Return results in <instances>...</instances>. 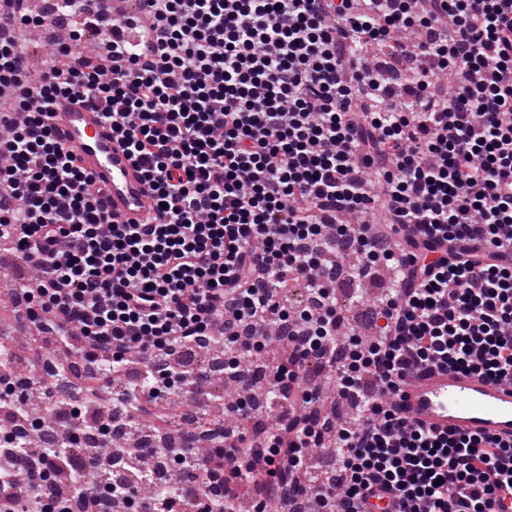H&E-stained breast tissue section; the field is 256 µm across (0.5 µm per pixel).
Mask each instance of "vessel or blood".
<instances>
[{
  "instance_id": "obj_1",
  "label": "vessel or blood",
  "mask_w": 512,
  "mask_h": 512,
  "mask_svg": "<svg viewBox=\"0 0 512 512\" xmlns=\"http://www.w3.org/2000/svg\"><path fill=\"white\" fill-rule=\"evenodd\" d=\"M50 124L79 167L104 189L106 209L121 224L143 223L156 207L154 194L124 141L102 113L74 98L57 99ZM411 420L437 432L512 437V384L473 372L434 370L408 378L398 399Z\"/></svg>"
}]
</instances>
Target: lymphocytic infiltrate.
<instances>
[{"label":"lymphocytic infiltrate","mask_w":512,"mask_h":512,"mask_svg":"<svg viewBox=\"0 0 512 512\" xmlns=\"http://www.w3.org/2000/svg\"><path fill=\"white\" fill-rule=\"evenodd\" d=\"M147 0L126 19L130 40L95 53L68 34L33 68L20 33L48 27L25 8L0 38V247L37 277L24 317L102 377L129 354L152 367L150 398L175 396L171 359L221 347L224 377L253 385L264 364L282 403L299 400L288 433L267 427L266 454L228 442L225 481L264 500L320 501L328 512H512V441L436 434L402 415L395 397L418 369L476 372L512 383V0ZM377 46L403 72L371 63ZM453 78L443 91L438 77ZM77 95L123 136L158 207L147 224H119L102 191L59 144L48 118ZM379 208L401 240L342 223ZM400 275L373 307L374 333L344 337L335 279ZM310 308L288 306L287 286ZM81 342L57 336L58 320ZM327 373L353 414H321L308 368ZM53 419L40 448L0 431V451L30 456L24 481L0 469V512H142L156 448L127 456L135 476L93 464L85 429L112 445L88 408L42 388ZM334 438L333 476L299 486L285 472ZM173 483L197 500L205 460L171 448ZM78 485L49 495L59 471Z\"/></svg>","instance_id":"f902f5d3"}]
</instances>
